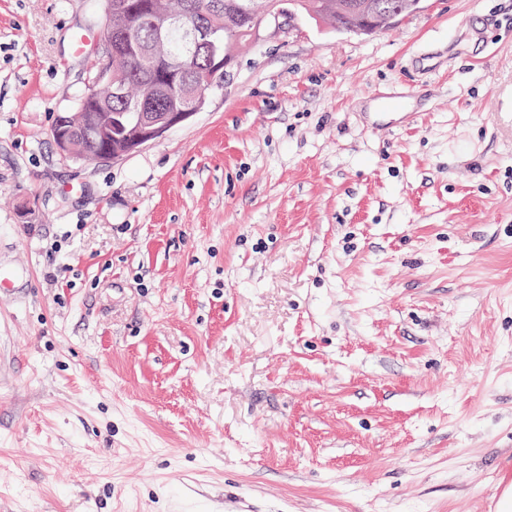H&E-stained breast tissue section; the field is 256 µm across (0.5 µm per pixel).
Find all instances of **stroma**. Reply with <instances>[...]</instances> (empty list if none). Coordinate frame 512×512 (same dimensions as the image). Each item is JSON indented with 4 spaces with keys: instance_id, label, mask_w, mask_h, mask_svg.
<instances>
[{
    "instance_id": "stroma-1",
    "label": "stroma",
    "mask_w": 512,
    "mask_h": 512,
    "mask_svg": "<svg viewBox=\"0 0 512 512\" xmlns=\"http://www.w3.org/2000/svg\"><path fill=\"white\" fill-rule=\"evenodd\" d=\"M102 19L0 0V512H498L512 0L371 37L288 17L113 163L49 136ZM408 83L415 121L367 128Z\"/></svg>"
}]
</instances>
